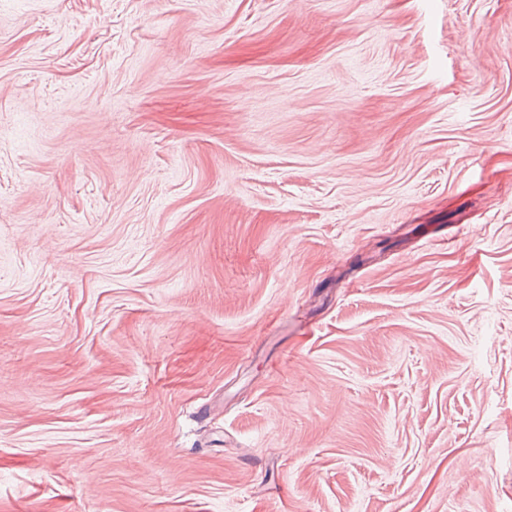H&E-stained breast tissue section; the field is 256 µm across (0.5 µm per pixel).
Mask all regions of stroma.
<instances>
[{"label":"stroma","mask_w":512,"mask_h":512,"mask_svg":"<svg viewBox=\"0 0 512 512\" xmlns=\"http://www.w3.org/2000/svg\"><path fill=\"white\" fill-rule=\"evenodd\" d=\"M0 512H512V0H0Z\"/></svg>","instance_id":"stroma-1"}]
</instances>
